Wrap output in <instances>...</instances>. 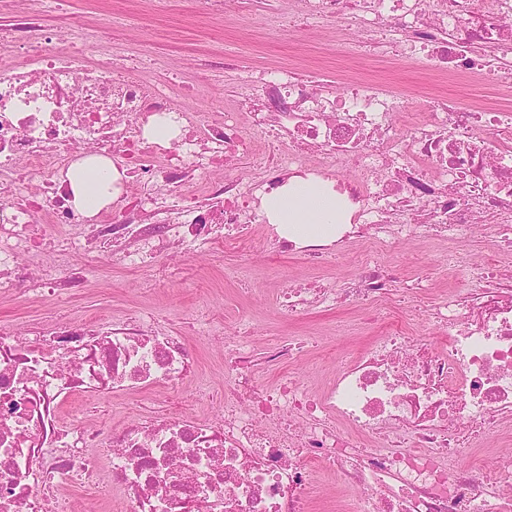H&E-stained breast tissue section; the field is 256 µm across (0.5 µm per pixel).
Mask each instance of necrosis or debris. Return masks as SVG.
Returning <instances> with one entry per match:
<instances>
[{"instance_id": "1", "label": "necrosis or debris", "mask_w": 512, "mask_h": 512, "mask_svg": "<svg viewBox=\"0 0 512 512\" xmlns=\"http://www.w3.org/2000/svg\"><path fill=\"white\" fill-rule=\"evenodd\" d=\"M303 22H339L370 32L373 54L493 83L512 93V0H289ZM0 29V293L33 286L58 295L56 268L26 257L91 245L136 267L167 245L186 255L249 242L260 196L303 173L343 185L354 207L335 241L300 246L267 230L272 252L332 266L351 243L371 249L357 274L282 291L281 311L299 319L322 306L421 309L448 339L395 325L320 393L291 375L260 386L256 360L297 354L279 343L257 354L247 336L224 341V414L212 422L160 387L194 379L181 336L132 313L102 325L74 319L27 337L0 331V512H68L62 489L74 477L105 476L113 512H314L321 475L344 493L337 512H512V448L493 464L458 466L494 432L512 431V263L487 266L482 285L425 303L421 287H395L384 250L465 235L512 251V108L464 105L426 93L401 110L376 81L329 80L270 67L242 77L233 102L209 112L175 107L166 85L94 57L96 31L71 14L82 51L44 49V0ZM173 114L169 145L145 129ZM118 160L133 193L92 222L71 202L66 174L76 149ZM345 163L349 176H340ZM200 194H183L191 181ZM61 226L41 241L39 225ZM106 401L150 398L135 421L108 439L64 421L75 395Z\"/></svg>"}]
</instances>
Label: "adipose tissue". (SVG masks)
Listing matches in <instances>:
<instances>
[{
    "instance_id": "adipose-tissue-1",
    "label": "adipose tissue",
    "mask_w": 512,
    "mask_h": 512,
    "mask_svg": "<svg viewBox=\"0 0 512 512\" xmlns=\"http://www.w3.org/2000/svg\"><path fill=\"white\" fill-rule=\"evenodd\" d=\"M67 177L74 208L89 218L118 199L124 174L111 159L88 156L75 161ZM261 209L267 223L300 245L335 240L337 225L350 221L347 194L313 177L288 178L263 196Z\"/></svg>"
}]
</instances>
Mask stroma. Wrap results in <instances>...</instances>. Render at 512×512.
I'll return each instance as SVG.
<instances>
[{
	"label": "stroma",
	"instance_id": "stroma-1",
	"mask_svg": "<svg viewBox=\"0 0 512 512\" xmlns=\"http://www.w3.org/2000/svg\"><path fill=\"white\" fill-rule=\"evenodd\" d=\"M64 7L109 15V25L100 30L102 50L163 59V69H144V78L173 76L194 87L208 85L228 102L240 92L238 70L224 65L229 58L241 67L291 63L320 70L331 79L341 72L368 77L382 81L405 102L436 90L468 103L489 91L485 85L446 80L415 67L383 64L364 50L349 52L350 44L363 41L362 32L336 22L304 26L289 14L285 0H236L223 17L207 14L203 0H165L160 9L153 0H66ZM392 259L397 277L421 281L431 299L467 285L456 264L449 263L447 250L430 240L402 244ZM162 261L181 266L178 280L160 284L154 268L129 267L85 248L73 251L64 264L65 276L75 280L66 291V303L22 293L2 298L0 330L22 335L32 322L118 319L136 310L152 313L169 332L186 335L197 360L200 382L179 390L185 410L213 420L224 412V399L215 393L224 380V354L212 339L237 326L242 316H249L258 344L269 343L274 335L306 342L303 351L281 367L257 366L259 380L269 384L288 372L313 392L323 388L337 364L385 332L377 322L353 328L359 313L348 305L329 306L297 320L283 317L275 301L277 289L312 272L300 258L269 254L260 224L254 225L247 250L214 249L189 257L172 251Z\"/></svg>",
	"mask_w": 512,
	"mask_h": 512
}]
</instances>
